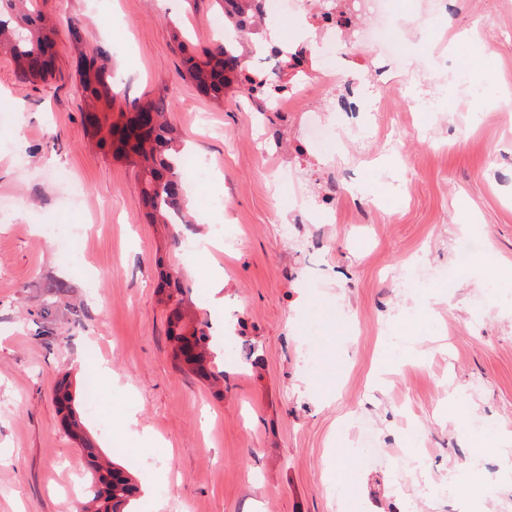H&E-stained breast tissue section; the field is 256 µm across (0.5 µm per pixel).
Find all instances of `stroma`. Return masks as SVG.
Listing matches in <instances>:
<instances>
[{
  "label": "stroma",
  "mask_w": 512,
  "mask_h": 512,
  "mask_svg": "<svg viewBox=\"0 0 512 512\" xmlns=\"http://www.w3.org/2000/svg\"><path fill=\"white\" fill-rule=\"evenodd\" d=\"M162 2L38 0L60 32L44 83L0 53V198L16 202L0 219V512H77L95 475L58 412L63 380L88 435L149 488L134 512H512L488 441L512 431V0H393L401 80L377 57L351 70L369 111H341L340 88L303 103L362 128L352 143L307 139L299 113L238 91L205 96L173 34L213 47L220 8ZM73 20L113 50L117 106L167 94L185 147L209 160L187 189L191 226L149 223L135 171L94 145ZM327 195L336 217L321 224ZM219 224L231 247L212 243ZM190 240L210 244L221 290ZM175 270L212 325L219 384L174 359L158 285ZM327 355L333 387H307ZM86 358L112 371L94 401Z\"/></svg>",
  "instance_id": "stroma-1"
}]
</instances>
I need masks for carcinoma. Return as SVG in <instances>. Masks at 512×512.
Here are the masks:
<instances>
[{
  "mask_svg": "<svg viewBox=\"0 0 512 512\" xmlns=\"http://www.w3.org/2000/svg\"><path fill=\"white\" fill-rule=\"evenodd\" d=\"M261 0H216L224 14V29L230 38L215 49H191L176 40L185 73L196 88L216 101L229 89H245L251 97L268 104L256 93L252 71L244 65L252 36L261 14ZM57 39L53 20L34 7L33 0H0V51L8 54L15 74L26 83L43 82L53 76L57 57L43 48ZM70 49L84 93L83 120L98 136V145L134 167L141 183L142 205L152 224L193 223L184 207L186 153L167 114L168 96L161 95L133 106L132 111L115 110L110 68V50L90 44L77 23H70ZM160 302L171 306L168 336L175 342L174 355L183 368L204 378L224 376L214 371L210 350L209 323L200 321L184 301L178 275L167 274L160 286ZM58 411L64 414L69 434L81 442V452L95 466L97 477L84 493L80 512H124L138 486L130 474L99 463L101 449L89 439L73 417L72 394L61 387L56 393Z\"/></svg>",
  "mask_w": 512,
  "mask_h": 512,
  "instance_id": "cac0c4a2",
  "label": "carcinoma"
}]
</instances>
